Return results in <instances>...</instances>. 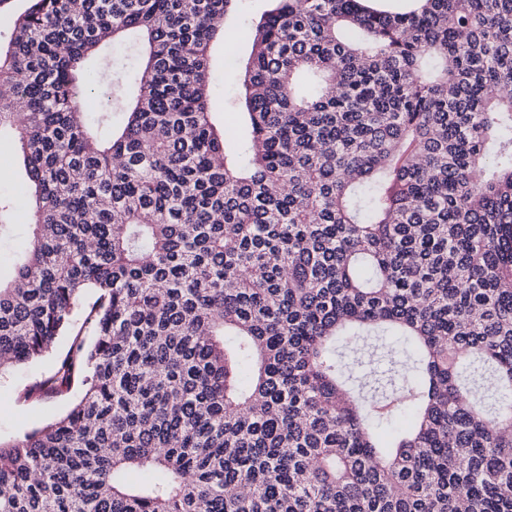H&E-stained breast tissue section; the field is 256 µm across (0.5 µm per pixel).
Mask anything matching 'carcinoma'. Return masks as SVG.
I'll list each match as a JSON object with an SVG mask.
<instances>
[{"mask_svg":"<svg viewBox=\"0 0 512 512\" xmlns=\"http://www.w3.org/2000/svg\"><path fill=\"white\" fill-rule=\"evenodd\" d=\"M242 2L29 0L0 44V369L68 336L22 398L82 386L0 442V512H512V0H269L231 143ZM370 339L398 385L346 374ZM267 1L251 0L243 4L244 11L235 19L225 23L224 26V45L218 44L213 52V78L211 85V94L219 106L216 119L219 124H224L230 137L237 135L238 117L233 115L224 116L222 104L224 96H235L238 92V85L235 82V68L241 58H243L250 49L248 20H253L259 14L268 8ZM245 19V21H244ZM255 21V20H254ZM229 47V51H225ZM231 54L233 56L232 68L225 70L224 57ZM225 119V121H224ZM24 177L25 169L20 149L13 137L8 132L2 131L0 136V195L11 197L15 201L12 237L0 245V277L5 281L11 277L14 254L25 249L31 234L23 188ZM17 189L21 190L20 194L17 193Z\"/></svg>","mask_w":512,"mask_h":512,"instance_id":"cac0c4a2","label":"carcinoma"}]
</instances>
